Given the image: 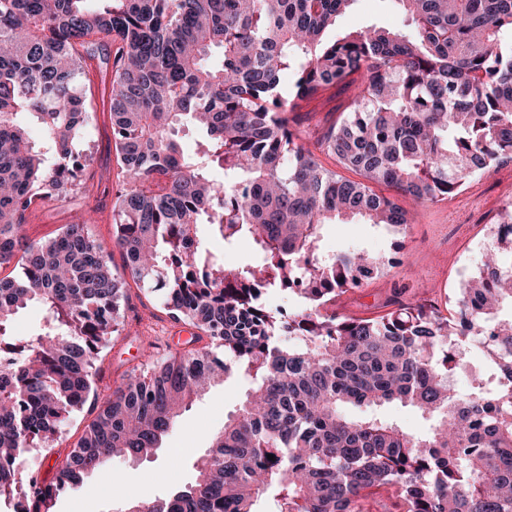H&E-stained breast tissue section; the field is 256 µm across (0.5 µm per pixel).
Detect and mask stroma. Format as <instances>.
<instances>
[{
	"mask_svg": "<svg viewBox=\"0 0 512 512\" xmlns=\"http://www.w3.org/2000/svg\"><path fill=\"white\" fill-rule=\"evenodd\" d=\"M373 24L392 30L409 27L395 0H355L327 36L332 39ZM88 95L95 112L80 146L92 156L85 177L94 189L39 205L22 227L30 239L46 241L63 225L82 224L103 246L111 247L112 199L123 173L99 75H92ZM353 96V89L335 86L302 102L297 120L305 133L306 148L317 150L318 139L346 115ZM511 190L512 162H505L474 177L453 198L434 203L400 198L411 218L406 230L367 224L357 218L326 225L322 252L355 247L383 257L386 263L379 276L341 295L336 301L337 311L371 318L379 316L393 300L444 306L449 295L481 268L489 244L488 227L481 217L495 209L502 193ZM111 270L126 283L121 300L124 325L109 340L97 364L96 388L102 396L125 372L141 365L143 348L153 347L161 358L189 341L186 324L170 316L158 293L127 280L120 251L113 250ZM246 385L245 379L233 378L213 387L181 412L154 455L139 460L108 459L103 470L87 477L77 492L61 494L54 512H123L127 503L147 502L164 490L193 481L194 462L205 454L212 437L223 430L225 416L239 407ZM90 419L86 408L71 415L51 447L27 453V467L38 470L42 478L52 479L55 462L70 451Z\"/></svg>",
	"mask_w": 512,
	"mask_h": 512,
	"instance_id": "obj_1",
	"label": "stroma"
}]
</instances>
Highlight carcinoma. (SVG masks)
<instances>
[{"instance_id": "obj_1", "label": "carcinoma", "mask_w": 512, "mask_h": 512, "mask_svg": "<svg viewBox=\"0 0 512 512\" xmlns=\"http://www.w3.org/2000/svg\"><path fill=\"white\" fill-rule=\"evenodd\" d=\"M354 2L0 0V267L21 269L0 278V498L13 512H53L106 459L150 455L183 409L239 375L250 386L194 481L141 512H264L268 501L366 512L381 498L399 512H512V208L447 316L402 302L376 318L341 315L336 297L383 260L319 252L338 219L409 224L374 184L444 200L512 161V0H394L413 35L372 26L325 40ZM96 69L110 76L125 174L113 243L129 276L209 339L161 359L143 351L151 370L132 369L102 400L96 363L123 296L111 252L83 224L48 241L22 234L33 207L87 188L79 143ZM353 84V107L320 148L359 181L305 148L293 117ZM186 128L205 129L193 152ZM203 226L251 241L256 259L224 266ZM287 283L300 300L290 311L271 303ZM29 306L40 328L20 342L13 316ZM460 374L464 393L451 382ZM89 401L96 413L53 480L25 468ZM393 403L428 430L374 414Z\"/></svg>"}]
</instances>
